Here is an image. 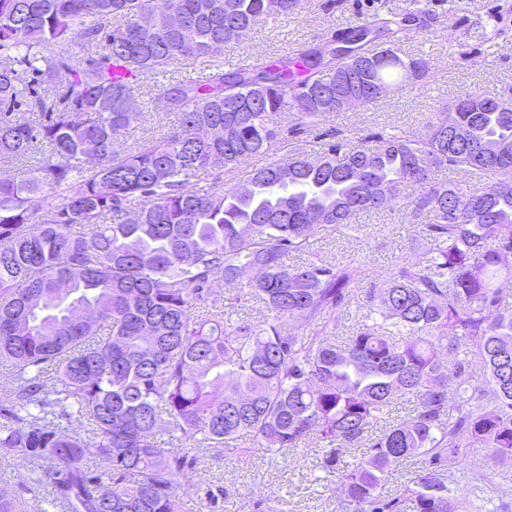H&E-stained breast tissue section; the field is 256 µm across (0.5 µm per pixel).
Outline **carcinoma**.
<instances>
[{"instance_id": "obj_1", "label": "carcinoma", "mask_w": 512, "mask_h": 512, "mask_svg": "<svg viewBox=\"0 0 512 512\" xmlns=\"http://www.w3.org/2000/svg\"><path fill=\"white\" fill-rule=\"evenodd\" d=\"M302 0H0V453L46 485L42 512H185L182 476L203 448L257 443L270 454L321 443L319 481L343 512H481L487 474L462 452L512 461V93L466 92L422 136L378 132L316 149L308 131L367 95L425 79L430 60L399 54L433 21L427 0L273 61L231 71L218 49ZM122 16L124 26L107 23ZM102 53L80 61L75 46ZM182 62L160 100L177 124L120 148L141 76ZM55 80L50 97L37 90ZM294 123L284 127L281 114ZM467 128L462 146L452 134ZM288 155L230 173L247 158ZM444 165L465 179L437 181ZM210 180L202 188V177ZM418 226L422 263L366 291V313L336 328L368 279L364 260L323 261L320 228L358 232L359 213L399 200ZM297 252L304 259L288 265ZM232 294L210 302L215 278ZM263 320L233 319L242 302ZM294 321L321 323L307 336ZM414 395L404 419L397 396ZM360 457L338 466L347 449ZM414 460L399 492L393 466ZM226 486L206 491L230 512Z\"/></svg>"}]
</instances>
